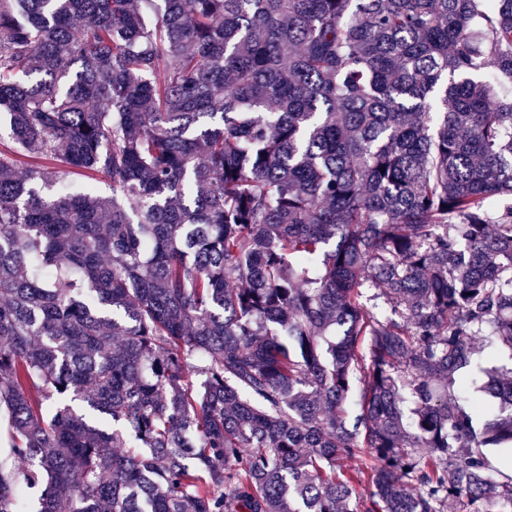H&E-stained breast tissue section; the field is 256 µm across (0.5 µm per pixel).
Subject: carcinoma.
Returning <instances> with one entry per match:
<instances>
[{"instance_id":"obj_1","label":"carcinoma","mask_w":512,"mask_h":512,"mask_svg":"<svg viewBox=\"0 0 512 512\" xmlns=\"http://www.w3.org/2000/svg\"><path fill=\"white\" fill-rule=\"evenodd\" d=\"M510 82L512 0H0V512H512Z\"/></svg>"}]
</instances>
